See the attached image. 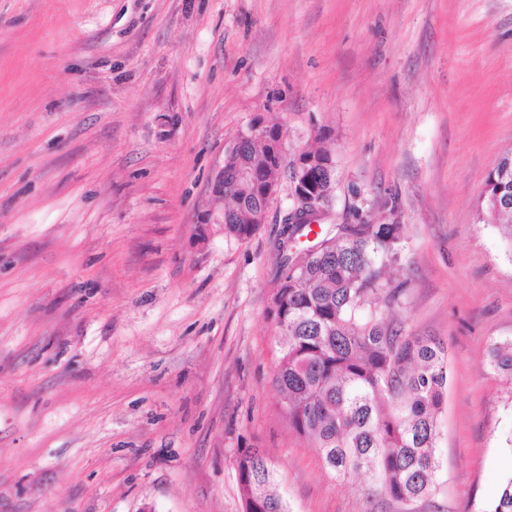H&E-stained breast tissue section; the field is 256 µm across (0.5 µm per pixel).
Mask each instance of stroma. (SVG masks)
I'll return each mask as SVG.
<instances>
[{
    "instance_id": "1",
    "label": "stroma",
    "mask_w": 512,
    "mask_h": 512,
    "mask_svg": "<svg viewBox=\"0 0 512 512\" xmlns=\"http://www.w3.org/2000/svg\"><path fill=\"white\" fill-rule=\"evenodd\" d=\"M331 153L336 224H399L407 335L447 352L438 486L487 512L512 474V241L483 193L512 152V0H0V512H371L288 427L268 316L279 192L224 233L226 146ZM236 468L245 512H285L274 489L273 470L263 451L258 448L241 449Z\"/></svg>"
}]
</instances>
